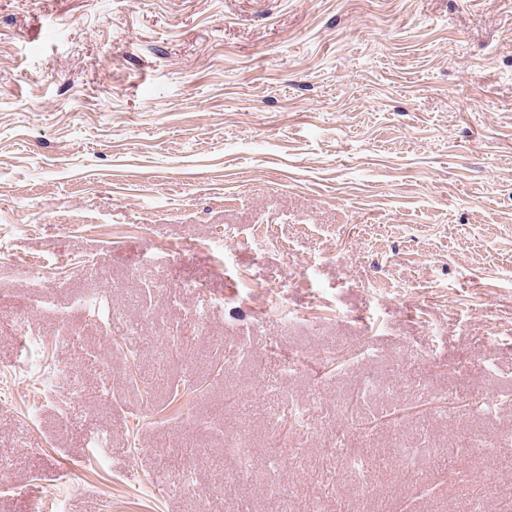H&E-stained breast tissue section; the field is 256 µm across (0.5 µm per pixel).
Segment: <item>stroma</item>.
I'll return each instance as SVG.
<instances>
[{"label":"stroma","mask_w":512,"mask_h":512,"mask_svg":"<svg viewBox=\"0 0 512 512\" xmlns=\"http://www.w3.org/2000/svg\"><path fill=\"white\" fill-rule=\"evenodd\" d=\"M0 456V512H498L512 0H0Z\"/></svg>","instance_id":"obj_1"}]
</instances>
